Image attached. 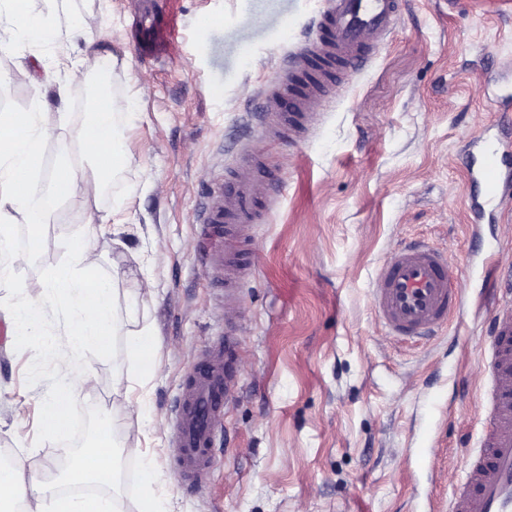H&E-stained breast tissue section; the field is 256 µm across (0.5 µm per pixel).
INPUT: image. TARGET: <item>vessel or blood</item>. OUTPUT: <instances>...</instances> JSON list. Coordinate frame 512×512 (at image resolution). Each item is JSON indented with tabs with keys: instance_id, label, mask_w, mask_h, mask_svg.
<instances>
[{
	"instance_id": "b4317fda",
	"label": "vessel or blood",
	"mask_w": 512,
	"mask_h": 512,
	"mask_svg": "<svg viewBox=\"0 0 512 512\" xmlns=\"http://www.w3.org/2000/svg\"><path fill=\"white\" fill-rule=\"evenodd\" d=\"M400 12V0H329L319 15L312 39L292 52L277 78L259 93L260 110L277 117L264 126L265 136L287 131L300 134L312 127L317 108L335 84L359 71L371 48L390 32ZM138 28L155 50L165 40L153 12H143ZM292 89L290 108H282L279 83ZM512 122L500 124L493 141L475 142L467 161L469 203L476 210L502 204L512 197V152L505 141ZM257 181L239 175L214 195L203 212V226L212 235L232 237L257 223ZM373 309L387 334L407 344L435 338L459 303V290L448 274V255L418 241L399 246L380 266L373 290ZM486 369L491 384L485 393L490 420L477 454L469 456L464 478L454 485L448 512H512V299L496 306ZM235 340L209 347L199 358L192 379L182 389L176 416L177 458L186 481L208 467L213 436L224 425V413L234 390L231 375Z\"/></svg>"
}]
</instances>
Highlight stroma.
I'll use <instances>...</instances> for the list:
<instances>
[{"instance_id":"stroma-1","label":"stroma","mask_w":512,"mask_h":512,"mask_svg":"<svg viewBox=\"0 0 512 512\" xmlns=\"http://www.w3.org/2000/svg\"><path fill=\"white\" fill-rule=\"evenodd\" d=\"M140 3L0 0V113L19 122L45 105L63 117L34 158L44 193L64 164L99 172L98 148L78 137L98 96L90 79L105 62L82 52L88 15L97 46L111 53L121 156L111 194L52 195L38 244L15 252L11 273L33 282L71 264L67 243L85 235L98 256L94 277L122 272L114 324L93 356V391L59 396L74 379L55 361L73 310L45 307L32 329L0 320V451L28 457L43 481L64 482L59 435L92 401L98 425L111 429L126 512L148 489L163 512H448L487 421L482 354L495 300L483 278L512 272V200L496 223L475 221L460 163L470 139L504 119L494 80L512 75V0H401L387 38L295 142L262 139L248 117L256 91L312 36L325 0H155L167 39L154 57L137 43ZM27 13L60 36H26ZM78 53L86 80L60 100L51 63ZM23 57L41 90L17 76ZM248 141L279 177L280 195L237 245L252 270L231 309L205 264L224 242L203 234L202 210ZM104 216L120 235L100 229ZM413 239L447 252L462 301L434 340L407 346L386 336L371 291L388 254ZM229 323L239 326L236 399L192 487L175 466V409ZM136 326L159 343L141 360L128 346ZM55 398L63 414L53 431L42 404ZM117 398L129 399L128 417L113 418ZM414 448L427 449L431 470L416 467ZM148 458L149 488L139 481Z\"/></svg>"}]
</instances>
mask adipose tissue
I'll return each instance as SVG.
<instances>
[{"label": "adipose tissue", "mask_w": 512, "mask_h": 512, "mask_svg": "<svg viewBox=\"0 0 512 512\" xmlns=\"http://www.w3.org/2000/svg\"><path fill=\"white\" fill-rule=\"evenodd\" d=\"M53 122L49 110H41L0 144V241L9 238L14 225H37L43 221L41 192L32 177V154ZM80 136L84 142L104 148L100 167L111 170L117 155L112 148V109L108 97L98 99L96 110L84 122ZM70 249L72 265L56 268L34 283L16 281L0 269V320L26 328L35 326L36 304L50 301L56 291H64L78 321L67 349L56 353L55 360L58 367L67 370L76 359H83L78 388L91 391L97 385V374L87 357L111 330L114 290L109 282L91 277L97 259L90 239L76 240ZM116 477L112 452L95 448L74 455L68 481L110 485ZM4 500L23 503L24 512H124L122 499L113 493L93 499L62 495L56 486L43 482L28 461L21 458L0 467V502Z\"/></svg>", "instance_id": "1"}]
</instances>
